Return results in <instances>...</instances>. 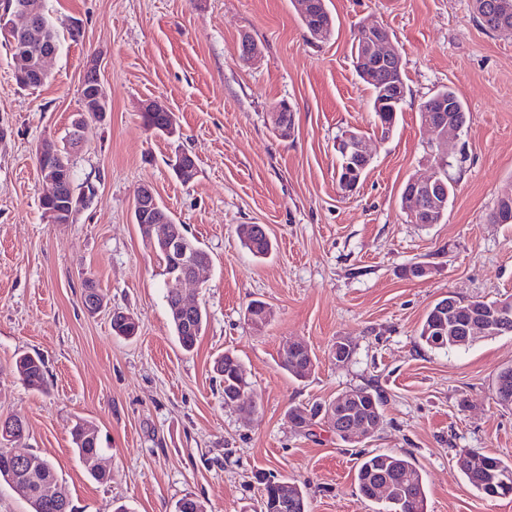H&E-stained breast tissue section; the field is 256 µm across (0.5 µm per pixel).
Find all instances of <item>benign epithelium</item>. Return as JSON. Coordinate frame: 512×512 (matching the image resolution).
Instances as JSON below:
<instances>
[{
    "label": "benign epithelium",
    "instance_id": "benign-epithelium-1",
    "mask_svg": "<svg viewBox=\"0 0 512 512\" xmlns=\"http://www.w3.org/2000/svg\"><path fill=\"white\" fill-rule=\"evenodd\" d=\"M512 12V0H500L497 3V14L489 21L494 31L512 29L504 16ZM361 33L360 74L367 80L377 84L381 100L378 106H389L405 97V91L398 80L393 67L402 65V55L392 43L387 31L381 25L367 23L359 27ZM0 42L13 47V58L17 63L15 76L18 83H37L48 76L47 63L56 54L54 45L46 42L41 20L38 18L34 5L25 0H5L0 7ZM241 59L250 62L259 58L257 44L249 37L241 39L238 46ZM80 109L73 120L71 142L68 157L75 155L76 147L86 138L90 123L105 121L110 112L108 100L103 92L100 77L99 60L91 58L86 65L80 89ZM424 112L423 126L431 135L434 148L435 163L430 174L411 179L403 193V203L409 219L415 224L435 222L437 212L444 205L448 189L439 178L438 171L450 168L454 163H463V158H453L448 151V136L458 139L465 127V118L453 113L452 104L445 98L435 96L431 102L422 107ZM336 150L343 157V170L336 172L339 188L350 193L361 181L362 176L371 164L372 157L366 140L353 132H345L336 140ZM63 161L56 155H40L38 170L40 178L47 186L41 202L46 204L45 213L53 224H69L73 213L58 205L59 200L70 194V186L61 175ZM135 222L140 224L151 247H160L169 255H177L180 260V271L177 277L178 288L194 281L199 271L209 265V261L188 255L189 245L181 234L171 231L165 226V219L159 216V206L154 191L143 186L139 188L134 203ZM174 310L181 321L189 324L196 318L200 306L186 300L183 293H178L174 302ZM496 320L492 321L483 315V310L472 308L465 312L464 319L451 325L443 321L437 322L435 330L443 336L453 332L469 341L473 338L503 336L512 326V301L506 300L495 306ZM494 391L503 396L512 393V370H501L494 384ZM360 400L357 394L346 392L336 398L328 407L327 414L335 426L337 434L349 442H357L370 437L378 429L379 423L359 413ZM9 465L0 470L5 474L9 484L24 495L30 494L29 486L14 474L27 467L32 458L30 453H8ZM263 500L269 501L271 512H288L293 502L288 500V490L278 486L275 479L262 477Z\"/></svg>",
    "mask_w": 512,
    "mask_h": 512
}]
</instances>
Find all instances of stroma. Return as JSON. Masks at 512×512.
Returning <instances> with one entry per match:
<instances>
[{"label":"stroma","instance_id":"obj_1","mask_svg":"<svg viewBox=\"0 0 512 512\" xmlns=\"http://www.w3.org/2000/svg\"><path fill=\"white\" fill-rule=\"evenodd\" d=\"M327 5L335 26L319 40L294 0H44L60 46L36 90L17 83L0 46V419L25 421L13 450L51 461L72 512H175L187 495L207 512H254L260 473L305 483L310 512H374L355 474L361 454L378 451L409 459L428 512H512V497L479 495L456 467L463 449L512 463V407L492 391L512 366V335L449 353L417 338L447 293L512 296V224L489 221L512 190V36L482 29L472 0ZM76 21L83 36L74 42L67 30ZM371 22L399 48L407 85L387 135L351 55L354 30ZM246 35L261 49L253 63L237 53ZM93 57L111 107L75 161L76 183L93 193L74 223L53 224L41 209L35 152L64 135ZM448 86L465 104L469 158L444 220L413 224L401 191L428 172L433 151L420 104ZM147 100L173 113L178 136L147 130ZM283 102L293 111L285 138L272 115ZM346 129L360 132L373 156L348 195L336 180L335 141ZM181 150L198 164L188 184L169 164ZM143 184L212 258L185 287L207 314L189 353L173 335L162 270L134 222ZM242 224L266 228V258L242 248ZM417 262L433 273L402 276ZM88 277L105 298L93 315L83 307ZM255 299L271 310L259 329L245 317ZM116 309L138 320L135 338L113 333ZM339 338L355 347L345 364L332 358ZM296 340L316 358L302 381L279 366L281 348ZM227 351L253 383V414L224 401L214 361ZM23 354L42 357L46 391L16 373ZM365 385L387 405L362 442L319 424L297 431L288 417L289 406ZM80 418L99 433L97 462L73 448ZM98 466L106 482L95 479Z\"/></svg>","mask_w":512,"mask_h":512}]
</instances>
